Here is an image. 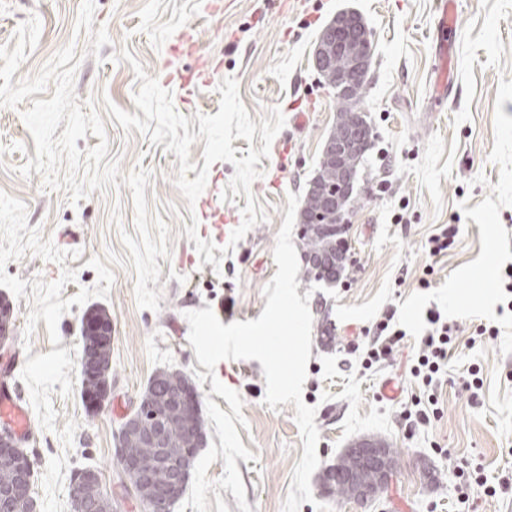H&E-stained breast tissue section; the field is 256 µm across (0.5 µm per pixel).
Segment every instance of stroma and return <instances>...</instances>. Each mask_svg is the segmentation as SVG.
<instances>
[{
    "label": "stroma",
    "instance_id": "35a3bbf8",
    "mask_svg": "<svg viewBox=\"0 0 512 512\" xmlns=\"http://www.w3.org/2000/svg\"><path fill=\"white\" fill-rule=\"evenodd\" d=\"M95 0L94 24L110 42L87 55L75 34L81 0H0V297L14 331L0 344L31 416L21 443L33 465L38 512H71L70 481L98 470L117 512H144L126 494L115 457L120 426L150 377L184 373L200 401L213 381L189 342L186 312L212 308L222 324L258 319L265 286L277 271L273 249L288 209L305 194L336 123V96L324 86L313 53L336 13L353 10L371 32L372 62L360 110L373 129L353 185L343 237L347 265L334 283L299 271L298 295L312 314L303 386L315 407L320 462L310 479L313 502L299 512H512V315L498 314V279L512 264V0H457L456 35L447 57L433 47L438 0ZM191 38L221 67L191 103L167 78L189 69L172 48ZM128 49L172 91L178 112L198 133V115L216 114L222 79L236 78L253 122L279 107V151L261 158L249 195L224 196L235 168L208 166L205 198L227 230L254 196L257 224L220 266L201 263L185 228L212 240L200 205L175 185V153L127 132L106 103L138 114L140 83ZM450 93L430 98L440 69ZM463 230L447 254L431 257L428 240L443 225ZM434 266L432 287L418 284ZM94 305L112 313V395L94 414L80 398V321ZM456 324L455 354L435 389L410 373L428 311ZM394 311L405 335L389 362L362 369L366 329ZM495 326L496 335L476 328ZM481 385L466 391L469 369ZM215 381L237 391L247 422L238 434L254 458L237 460L251 512H282L292 470L303 455L294 404L269 409L256 360H224ZM435 395L438 413L416 421V397ZM383 440L397 453L389 487L359 504L323 484L326 468L359 438ZM486 480L495 495H463L458 465Z\"/></svg>",
    "mask_w": 512,
    "mask_h": 512
}]
</instances>
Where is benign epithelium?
<instances>
[{
    "instance_id": "7a95c632",
    "label": "benign epithelium",
    "mask_w": 512,
    "mask_h": 512,
    "mask_svg": "<svg viewBox=\"0 0 512 512\" xmlns=\"http://www.w3.org/2000/svg\"><path fill=\"white\" fill-rule=\"evenodd\" d=\"M335 34L355 47L346 65L336 67V89L346 97L357 90L369 67L364 47L369 41L367 27L362 20H347L336 26ZM364 126L362 115L352 112L348 116L343 135L330 140L325 146L328 159L337 163L336 193L326 195L319 205L336 207L339 224L347 222L342 205L344 196L351 193L354 173L344 163V158L362 145ZM182 416L199 414V400L195 391L173 388L165 397L139 404L127 417L118 436L115 457L123 475L133 476L138 487L145 492L143 501L147 512H171L173 504L182 497L194 466L197 449L206 444V432L199 427L186 431L187 445L176 456H169L166 444L170 416L173 411ZM153 448L157 452L154 466H144L137 448ZM355 466L343 470L334 465L327 475L331 481L344 483L351 490L352 499L365 503L374 498V485L387 487L394 473V463L386 443L378 439H359L344 450ZM0 461L10 464L13 479L8 491H0V512H23L31 498L33 466L17 439L7 431L0 432ZM96 472L85 470L74 476L69 487L72 512H97L103 506V496L93 494L99 488Z\"/></svg>"
}]
</instances>
